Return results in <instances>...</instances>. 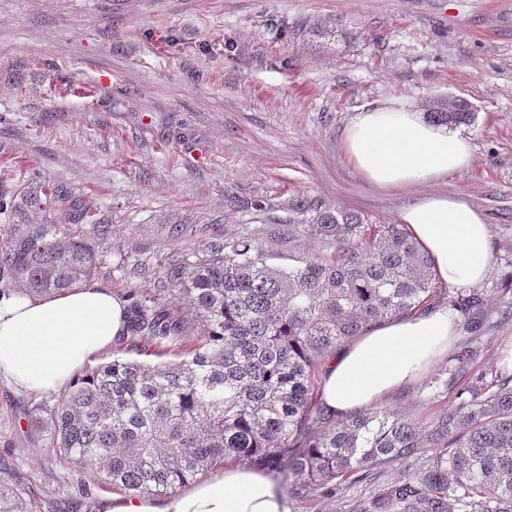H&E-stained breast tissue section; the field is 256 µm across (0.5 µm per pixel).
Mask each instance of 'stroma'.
<instances>
[{
	"label": "stroma",
	"mask_w": 512,
	"mask_h": 512,
	"mask_svg": "<svg viewBox=\"0 0 512 512\" xmlns=\"http://www.w3.org/2000/svg\"><path fill=\"white\" fill-rule=\"evenodd\" d=\"M336 17L335 44L280 39ZM466 99L472 161L433 182L384 190L343 151L362 109L406 98ZM80 190L112 224L94 284L125 296L124 261L197 248L215 233L262 242L278 267L309 253L280 225L308 200L394 224L428 194H452L488 225L491 265L482 286L489 313L469 374L490 384L512 348V297L494 289L512 258V0H0V180L31 173ZM188 224L172 240L171 224ZM436 360L386 395L423 420L455 405L429 382ZM48 398L0 379V476L18 477L67 512L80 476L58 461L48 433L32 428Z\"/></svg>",
	"instance_id": "1"
}]
</instances>
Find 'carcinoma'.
<instances>
[{
    "mask_svg": "<svg viewBox=\"0 0 512 512\" xmlns=\"http://www.w3.org/2000/svg\"><path fill=\"white\" fill-rule=\"evenodd\" d=\"M333 18H315L285 40H334ZM429 117L474 118L464 99L441 96ZM283 239L304 236L310 254L287 269L249 237L215 235L150 266L117 267L134 282L123 338L128 352L86 370L41 407L58 460L129 496L165 495L230 459L260 468L294 498L376 469L401 472L342 512H512V372L491 385L467 382L457 404L430 420L380 408L338 417L316 403L325 357L367 329L430 309L439 278L405 224L311 203L297 206ZM0 273L34 296L91 282L99 245L112 236L100 208L74 189L33 176L0 184ZM485 289L450 307L468 336L448 357L463 379L487 326ZM174 360L144 359L149 350ZM0 512H41L20 482L0 477Z\"/></svg>",
    "mask_w": 512,
    "mask_h": 512,
    "instance_id": "1",
    "label": "carcinoma"
}]
</instances>
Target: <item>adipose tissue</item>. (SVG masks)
Masks as SVG:
<instances>
[{
  "instance_id": "1",
  "label": "adipose tissue",
  "mask_w": 512,
  "mask_h": 512,
  "mask_svg": "<svg viewBox=\"0 0 512 512\" xmlns=\"http://www.w3.org/2000/svg\"><path fill=\"white\" fill-rule=\"evenodd\" d=\"M343 145L365 180L379 187L426 183L466 167L471 159L468 133L429 122L423 109L407 99L358 112ZM400 220L434 260L440 280L468 287L485 278L489 232L472 205L433 195L403 208ZM126 313L124 300L94 285L60 296L2 297L0 375L28 390H56L122 336ZM456 318L444 307L369 329L326 365L322 402L346 415L410 384L447 354ZM105 512H288V507L261 470L228 466L165 500L113 495Z\"/></svg>"
}]
</instances>
